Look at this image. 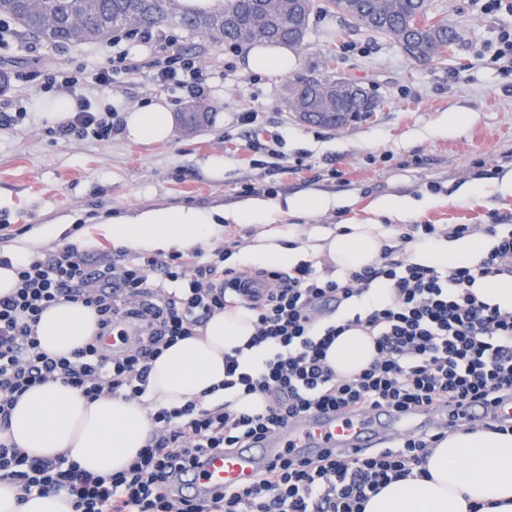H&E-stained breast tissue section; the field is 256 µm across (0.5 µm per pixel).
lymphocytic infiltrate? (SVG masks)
I'll return each instance as SVG.
<instances>
[{"label":"lymphocytic infiltrate","mask_w":512,"mask_h":512,"mask_svg":"<svg viewBox=\"0 0 512 512\" xmlns=\"http://www.w3.org/2000/svg\"><path fill=\"white\" fill-rule=\"evenodd\" d=\"M87 69L57 67L49 87L73 97V114L57 124L61 139L110 138L118 117L112 106L91 107L87 84L111 90L115 76L130 71L133 56L150 62L147 85L174 87L195 98L217 91L220 77H203L177 48L173 35L140 29L113 33ZM492 247L472 266H428L382 257L347 278L318 275L313 265L262 270L266 293L245 300L236 293L242 270L225 267L226 246L145 256L119 252L91 263L76 249L37 253L15 267L14 291L0 297V425L19 396L49 382L80 390L87 398L141 397L151 364L164 349L198 335L218 312L237 308L254 315L251 346L266 357L242 368L241 349L224 356V391L217 405L191 401L151 412L143 448L123 470L103 477L65 456H32L0 442V479L22 496L63 492L74 512H364L388 483L425 475V464L444 432L410 435L348 460L324 453L312 459L284 452L264 477L242 489L192 500L174 490L178 475L213 451L267 438L284 422L314 412L346 413L386 406L410 411L436 402H501L512 398V309L475 292L478 282L512 274V232L489 227ZM391 288L393 299L338 323L327 316L373 284ZM60 302L82 303L98 315L97 332L72 357L43 352L36 326L44 310ZM373 336L375 359L359 373L340 377L327 351L348 329ZM260 395L256 413L238 411L233 395Z\"/></svg>","instance_id":"obj_1"}]
</instances>
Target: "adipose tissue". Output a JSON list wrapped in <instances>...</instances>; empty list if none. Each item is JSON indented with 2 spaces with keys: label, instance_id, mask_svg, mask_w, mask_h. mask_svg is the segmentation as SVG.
Segmentation results:
<instances>
[{
  "label": "adipose tissue",
  "instance_id": "obj_1",
  "mask_svg": "<svg viewBox=\"0 0 512 512\" xmlns=\"http://www.w3.org/2000/svg\"><path fill=\"white\" fill-rule=\"evenodd\" d=\"M249 71L285 75L300 61L284 44L248 47ZM125 134L136 143L171 138L174 115L169 104L155 102L123 114ZM434 198L416 202L394 195L377 198L371 218L347 225L329 236L313 231L299 237L283 227L284 217H311L335 210V196L308 191L285 198L253 197L230 210L194 207L151 208L100 225V234L118 246L146 252L172 247L208 245L222 224H247L254 234L245 250L247 260L289 265L298 259L328 257L345 271L378 258L390 237L378 223L385 215L403 221L434 207ZM479 237L429 240L416 247L415 261L426 265H472L483 256ZM97 315L81 303L63 302L43 312L37 334L48 354L69 356L94 336ZM255 331L252 314L244 309L212 316L199 335L178 341L153 361L145 396L136 400L105 396L96 400L62 382L31 388L19 397L0 440L13 442L33 456L67 455L82 469L107 475L122 470L142 448L149 428L148 414L156 407L180 406L201 397L210 403L223 398L216 386L224 380V354L244 348L241 364L260 365L262 349H248ZM372 336L353 328L337 337L327 362L340 376H350L375 358ZM427 477L390 483L371 497L365 512H512V434L461 431L448 435L427 459ZM0 512H72L65 494L32 495L19 499L14 486L0 480Z\"/></svg>",
  "mask_w": 512,
  "mask_h": 512
}]
</instances>
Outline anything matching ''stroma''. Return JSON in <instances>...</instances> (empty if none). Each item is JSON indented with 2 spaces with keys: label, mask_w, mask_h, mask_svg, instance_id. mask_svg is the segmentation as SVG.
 Here are the masks:
<instances>
[{
  "label": "stroma",
  "mask_w": 512,
  "mask_h": 512,
  "mask_svg": "<svg viewBox=\"0 0 512 512\" xmlns=\"http://www.w3.org/2000/svg\"><path fill=\"white\" fill-rule=\"evenodd\" d=\"M433 13L448 19L461 33L440 59L421 64L409 59L387 37L350 27L315 0V10L302 45L299 68L285 76L247 71L244 49L218 45L177 25H164L182 52L202 74L223 72L224 89L212 99L211 117L193 132L175 128L164 142L141 145L123 131L111 138L63 141L48 132L40 106L52 101L42 85L58 64H87L85 43L51 46L15 33L0 47V69L26 75L0 95V113L7 96L28 97L32 113L23 124L0 129V225L15 235L0 238V252L19 247L37 253L59 250L43 240L47 224H64L81 241L90 259L113 257L120 248L99 237L98 225L112 217L154 207L193 206L231 209L248 197L287 196L309 190L336 195V211L295 219L302 231L317 227L334 235L354 219H363L372 201L382 195L439 202L413 216L416 224H432L444 236L457 224L483 234L486 225L512 230V197L495 184L512 172V73L487 65L501 16L486 15L478 0H429ZM146 62L122 75L112 98L135 108L164 98L174 110L187 101L182 91L148 88L141 79ZM333 73L363 85L382 107L335 130L300 122L285 108L289 83ZM255 111L264 139L282 134L275 158L246 161L249 134L239 113ZM466 113L467 120L451 136L435 132L446 113ZM224 159V175L216 177L212 157ZM478 185L468 203H450L459 189Z\"/></svg>",
  "instance_id": "35a3bbf8"
}]
</instances>
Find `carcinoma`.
<instances>
[{"label": "carcinoma", "mask_w": 512, "mask_h": 512, "mask_svg": "<svg viewBox=\"0 0 512 512\" xmlns=\"http://www.w3.org/2000/svg\"><path fill=\"white\" fill-rule=\"evenodd\" d=\"M24 0H0V14L17 20L21 30L47 44L62 45L87 40L88 31L69 22L82 13L89 26L101 38L115 30L136 27L153 28L169 21L215 43H277L297 45L303 37L299 30L309 26L313 0H219L208 12L182 13L166 8L163 0H42V12L25 16L7 8ZM353 27L394 39L396 33L414 25L407 41L414 47L413 59L431 63L438 59L455 31L447 20L430 11L428 0H360V14H342ZM211 108L195 101L181 115L188 130H196L209 121Z\"/></svg>", "instance_id": "1"}]
</instances>
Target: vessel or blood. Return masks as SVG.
Segmentation results:
<instances>
[{"mask_svg": "<svg viewBox=\"0 0 512 512\" xmlns=\"http://www.w3.org/2000/svg\"><path fill=\"white\" fill-rule=\"evenodd\" d=\"M493 415L512 417V403L492 410L472 403L404 413L379 407L347 416L329 412L292 419L258 443L206 456L200 469L185 475L180 494L191 498L247 487L263 476L269 462L288 449L302 459L330 451L361 458L387 440L417 432L476 427Z\"/></svg>", "mask_w": 512, "mask_h": 512, "instance_id": "obj_1", "label": "vessel or blood"}]
</instances>
